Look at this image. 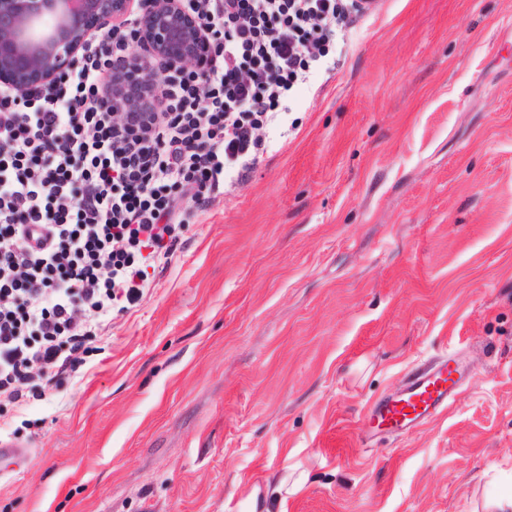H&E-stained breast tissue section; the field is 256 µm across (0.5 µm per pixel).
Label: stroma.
Listing matches in <instances>:
<instances>
[{"instance_id":"stroma-1","label":"stroma","mask_w":512,"mask_h":512,"mask_svg":"<svg viewBox=\"0 0 512 512\" xmlns=\"http://www.w3.org/2000/svg\"><path fill=\"white\" fill-rule=\"evenodd\" d=\"M60 387L0 406V512H492L512 498V0H381L247 182ZM471 375L360 432L418 367ZM465 368L454 359L419 368L396 394L377 399L369 408L363 429L367 433H410L448 408L465 379ZM411 408L412 412H405Z\"/></svg>"}]
</instances>
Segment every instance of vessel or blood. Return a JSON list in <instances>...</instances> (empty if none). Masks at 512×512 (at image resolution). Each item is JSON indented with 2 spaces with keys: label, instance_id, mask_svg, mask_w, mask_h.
<instances>
[{
  "label": "vessel or blood",
  "instance_id": "1",
  "mask_svg": "<svg viewBox=\"0 0 512 512\" xmlns=\"http://www.w3.org/2000/svg\"><path fill=\"white\" fill-rule=\"evenodd\" d=\"M466 375L465 368L453 359L417 369L398 393L381 397L370 406L364 431L391 435L414 431L447 409Z\"/></svg>",
  "mask_w": 512,
  "mask_h": 512
}]
</instances>
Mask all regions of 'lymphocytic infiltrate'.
<instances>
[{"label":"lymphocytic infiltrate","mask_w":512,"mask_h":512,"mask_svg":"<svg viewBox=\"0 0 512 512\" xmlns=\"http://www.w3.org/2000/svg\"><path fill=\"white\" fill-rule=\"evenodd\" d=\"M205 32L189 67L152 58L148 115L113 123L107 79L132 66L136 17L103 30L51 89L0 88V395L59 386L84 363L115 304L226 182L243 184L264 133L367 0H181Z\"/></svg>","instance_id":"obj_1"}]
</instances>
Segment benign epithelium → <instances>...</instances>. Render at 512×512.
<instances>
[{
  "label": "benign epithelium",
  "instance_id": "7a95c632",
  "mask_svg": "<svg viewBox=\"0 0 512 512\" xmlns=\"http://www.w3.org/2000/svg\"><path fill=\"white\" fill-rule=\"evenodd\" d=\"M139 5L141 41L135 56L194 63L203 29L184 15L179 0H0V85L23 96L46 85L88 44L101 24L122 20ZM154 79L141 68L114 77L110 100L119 119L152 109Z\"/></svg>",
  "mask_w": 512,
  "mask_h": 512
}]
</instances>
